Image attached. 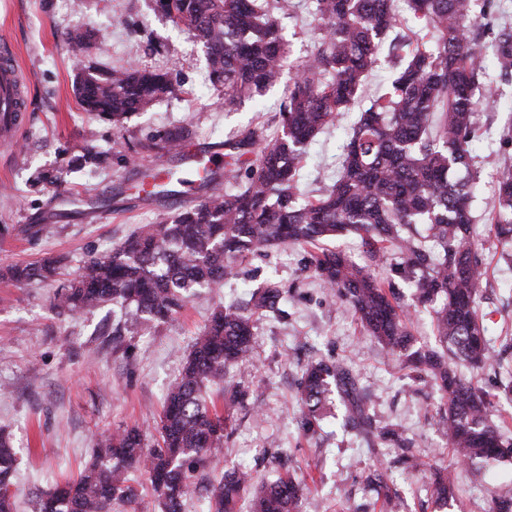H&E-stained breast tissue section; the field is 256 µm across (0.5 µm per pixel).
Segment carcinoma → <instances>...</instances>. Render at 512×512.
<instances>
[{
    "label": "carcinoma",
    "mask_w": 512,
    "mask_h": 512,
    "mask_svg": "<svg viewBox=\"0 0 512 512\" xmlns=\"http://www.w3.org/2000/svg\"><path fill=\"white\" fill-rule=\"evenodd\" d=\"M426 32L396 54L392 91L361 111L344 146L341 170L322 194L298 201L297 183L309 145L349 110L379 47L395 27L397 0H315L321 37L316 52L299 65L267 124L224 143V170L199 172L198 198L158 224L128 237L105 255H92L78 276L58 290L54 308L72 315L107 302L130 309L133 322L143 314L165 322L201 288L219 286L248 254L272 247L310 248L308 268L358 316L366 333L411 370L430 378L442 392L438 425L456 462L486 464L512 459V442L502 438L491 418L493 403L457 362L472 370L493 368L504 379L512 401V367L496 350L478 315L484 269L477 257L472 199L478 174L472 161L475 116L492 100L482 88L485 51L470 36L472 0H406ZM296 0H155V9L186 28L206 50L210 80L224 88V105L262 95L281 78L288 57L276 15L296 12ZM491 49L501 74L512 77V27L495 33ZM181 92L166 73L139 68L79 76V106L120 127L158 99ZM189 139L176 127L141 144L147 152L181 154ZM153 182L151 201L178 195L183 180L174 169L167 180L140 171ZM489 232L512 240V172L502 173ZM345 233L369 246L367 262L324 247ZM389 252L402 255L401 270L414 283L418 302L433 309L436 344H420L408 327L391 284L372 272ZM58 261L44 258L0 271L13 284L46 279ZM283 291L273 282L251 297L256 310L276 316ZM253 318L230 304L216 312L197 336L181 377L170 388L149 445L142 430L127 428L100 438L94 458L79 475L39 501V512H112V503L138 505L130 473L146 472L163 512H181L196 487L198 471L214 463L224 448L232 418L207 401V385L224 381L228 368L250 356ZM353 380L340 362L317 360L300 379L299 427L319 428L333 389L350 392ZM352 420L365 438H401L393 425L378 428L360 409ZM17 462L10 436L0 432V512H15L13 473ZM366 480L384 490L386 506H397L382 473ZM306 484L292 476L257 485L247 471L231 470L209 481V512H237L251 494V512H299ZM436 502L448 504L455 488L448 476L434 474L429 487Z\"/></svg>",
    "instance_id": "1"
}]
</instances>
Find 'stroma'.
Wrapping results in <instances>:
<instances>
[{
    "label": "stroma",
    "mask_w": 512,
    "mask_h": 512,
    "mask_svg": "<svg viewBox=\"0 0 512 512\" xmlns=\"http://www.w3.org/2000/svg\"><path fill=\"white\" fill-rule=\"evenodd\" d=\"M278 24L290 50L281 82L228 109L223 90L209 80L202 44L169 22L153 0H0V35L12 43L28 83V110L15 140L0 145V267L46 257L62 266L51 280L0 282V429L12 435L17 450L16 512H35L42 493L89 462L98 436L133 426L151 431L199 330L215 311L245 301L253 287L269 281L285 291L281 314L255 316L251 358L230 368L225 385L207 390L219 408L229 389L247 394L244 404L232 409L219 470L241 466L252 470L256 481H269L277 475L273 453L288 451L291 473L309 480L302 512H383L382 497L366 483L371 466L397 490L401 512H489L495 497L512 493V461L484 469L453 463L433 424L440 392L363 332L335 293L305 270L302 247L248 256L221 287L206 289L168 322L141 319L124 336L112 333L113 321L123 316L112 304L72 317L54 309L58 287L88 255L108 253L162 218L163 207L144 204L135 189V166L153 161L140 149L148 136L185 125L197 144L209 147L272 119L297 64L316 50L313 0H300L297 11L279 17ZM75 29L87 35L82 44L64 38ZM81 64L164 71L185 93L155 102L117 130L78 105L73 87ZM394 74L391 56L380 50L353 110L310 145L300 199L332 184L356 111L388 91ZM483 81L495 96L476 116L474 140L480 180L472 208L487 270L478 309L488 336L502 344L512 341V243L498 242L488 229L498 180L512 169V136L505 130L512 117V78H501L490 55ZM90 150L109 152L108 164L75 167V158ZM40 172L62 179L40 182ZM399 262L389 256L377 272L394 284L413 334L431 340V315L397 273ZM320 358L348 365L369 416L376 425L399 427L401 441H368L349 429V404L336 392L320 429L309 435L299 429L297 383L303 367ZM408 454L447 467L456 499L436 504L424 474L406 468Z\"/></svg>",
    "instance_id": "obj_1"
}]
</instances>
